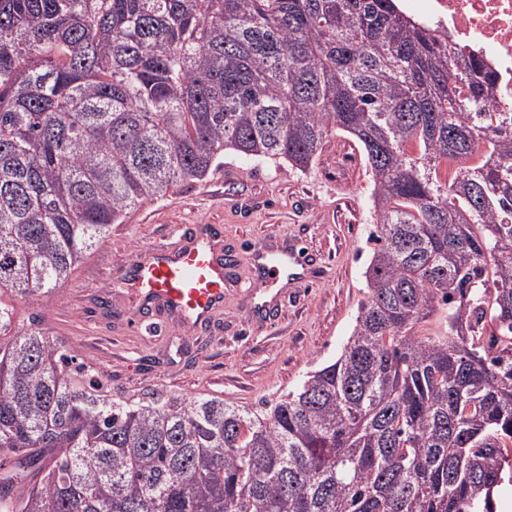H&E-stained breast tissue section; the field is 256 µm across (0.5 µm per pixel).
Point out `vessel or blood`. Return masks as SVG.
Wrapping results in <instances>:
<instances>
[{
  "label": "vessel or blood",
  "mask_w": 512,
  "mask_h": 512,
  "mask_svg": "<svg viewBox=\"0 0 512 512\" xmlns=\"http://www.w3.org/2000/svg\"><path fill=\"white\" fill-rule=\"evenodd\" d=\"M305 257L297 248L267 256L262 285L276 286L282 275L301 280ZM237 266L224 252L221 232L200 225L182 237L173 251L152 249L133 263L132 287L141 304L173 315L188 328L213 322L233 285Z\"/></svg>",
  "instance_id": "1"
}]
</instances>
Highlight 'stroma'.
<instances>
[{
  "label": "stroma",
  "instance_id": "obj_1",
  "mask_svg": "<svg viewBox=\"0 0 512 512\" xmlns=\"http://www.w3.org/2000/svg\"><path fill=\"white\" fill-rule=\"evenodd\" d=\"M372 189L361 146L341 131L324 140L304 172L225 153L205 180L113 225L53 301L18 304V319L49 328L114 395L218 397L261 406L297 390L346 344L367 293ZM188 224L222 228L225 251L239 258L237 283L210 325L187 331L157 313L152 321L161 332L130 334L122 310L135 299L122 289L121 276L146 250L175 247ZM253 245L302 248L315 274L302 284H280L274 299L257 307L247 253Z\"/></svg>",
  "mask_w": 512,
  "mask_h": 512
}]
</instances>
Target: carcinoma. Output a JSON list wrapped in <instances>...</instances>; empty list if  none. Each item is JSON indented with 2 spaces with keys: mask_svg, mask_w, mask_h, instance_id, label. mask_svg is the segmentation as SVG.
Returning <instances> with one entry per match:
<instances>
[{
  "mask_svg": "<svg viewBox=\"0 0 512 512\" xmlns=\"http://www.w3.org/2000/svg\"><path fill=\"white\" fill-rule=\"evenodd\" d=\"M397 0H0V512H495L512 482V112ZM369 164L367 300L260 409L116 398L46 305L224 152ZM440 314L448 332L427 336Z\"/></svg>",
  "mask_w": 512,
  "mask_h": 512,
  "instance_id": "obj_1",
  "label": "carcinoma"
}]
</instances>
